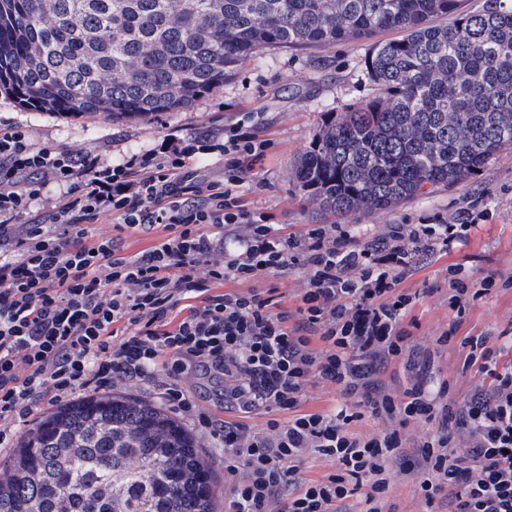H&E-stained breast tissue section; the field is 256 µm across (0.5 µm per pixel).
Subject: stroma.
Returning a JSON list of instances; mask_svg holds the SVG:
<instances>
[{"mask_svg":"<svg viewBox=\"0 0 512 512\" xmlns=\"http://www.w3.org/2000/svg\"><path fill=\"white\" fill-rule=\"evenodd\" d=\"M369 47V42L356 40L333 47H265L191 107L150 119L59 115L19 104L0 93V123L20 126L36 145L94 151L105 161L119 163L152 148L166 128L218 133L242 114H251L257 135L268 140L270 148L240 186L241 197L247 208L268 214L282 225L284 234L303 235L336 223L337 218L319 211L298 190L294 181L297 159L309 149L324 122L381 96L380 87L366 72ZM474 201L489 213L481 226L448 255L419 253L413 272L402 283L407 292L418 296L404 321L418 340L448 327V264H459L477 276L486 271L512 276V148L500 151L464 181L433 187L390 210L351 219L355 234L366 236L386 224L449 222ZM458 334L512 339V287L492 289L475 302ZM184 387L193 396L195 411L174 407L170 413L195 438L212 471L215 498L220 501L227 482L224 454L211 448L199 421L200 412L217 411L219 400L210 385L197 377H188Z\"/></svg>","mask_w":512,"mask_h":512,"instance_id":"1","label":"stroma"}]
</instances>
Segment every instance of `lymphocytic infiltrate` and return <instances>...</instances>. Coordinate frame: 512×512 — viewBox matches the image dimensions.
Instances as JSON below:
<instances>
[{
    "mask_svg": "<svg viewBox=\"0 0 512 512\" xmlns=\"http://www.w3.org/2000/svg\"><path fill=\"white\" fill-rule=\"evenodd\" d=\"M266 149L246 119L220 135L169 130L109 165L0 127V447L44 403L108 385L153 383L191 410L182 382L203 374L223 380L224 408L240 415L202 419L224 451V512H385L397 475L417 481L425 512H512V365L490 337L457 335L468 307L512 277L449 266L447 330L421 343L403 325L416 253H448L481 212L363 241L343 224L284 235L238 194ZM214 153L222 168L204 177ZM51 185V207L33 211ZM108 219L112 230L94 232ZM131 230L158 238L129 254ZM295 270L304 286L290 311L257 283ZM227 282L249 289L221 292ZM451 346L477 376L460 398L435 370ZM320 387L335 406L303 411ZM263 409L288 417L248 425ZM312 457L331 472L300 477Z\"/></svg>",
    "mask_w": 512,
    "mask_h": 512,
    "instance_id": "obj_1",
    "label": "lymphocytic infiltrate"
}]
</instances>
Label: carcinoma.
Returning <instances> with one entry per match:
<instances>
[{"instance_id":"1","label":"carcinoma","mask_w":512,"mask_h":512,"mask_svg":"<svg viewBox=\"0 0 512 512\" xmlns=\"http://www.w3.org/2000/svg\"><path fill=\"white\" fill-rule=\"evenodd\" d=\"M452 17L441 25L434 19ZM382 96L324 124L295 171L326 213L389 210L512 147V0H0V92L114 120L156 117L224 84L265 46L385 31ZM0 512H215L192 437L126 396L59 405L0 459Z\"/></svg>"}]
</instances>
